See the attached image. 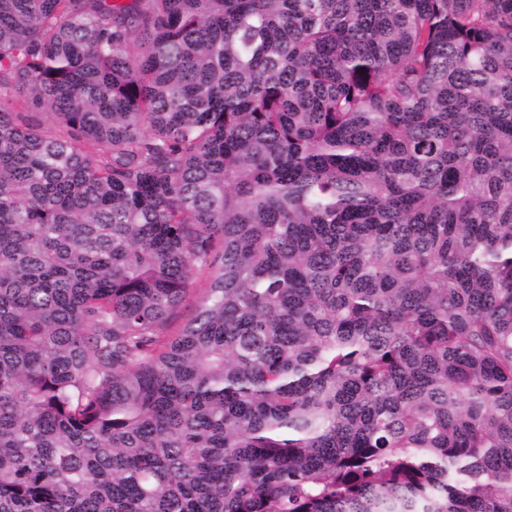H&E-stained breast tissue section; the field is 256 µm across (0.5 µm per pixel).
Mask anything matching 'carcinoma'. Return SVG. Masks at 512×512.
<instances>
[{
	"mask_svg": "<svg viewBox=\"0 0 512 512\" xmlns=\"http://www.w3.org/2000/svg\"><path fill=\"white\" fill-rule=\"evenodd\" d=\"M0 512H512V0H0Z\"/></svg>",
	"mask_w": 512,
	"mask_h": 512,
	"instance_id": "1",
	"label": "carcinoma"
}]
</instances>
